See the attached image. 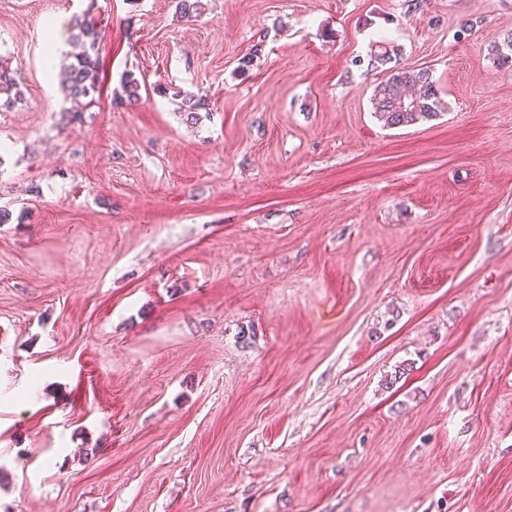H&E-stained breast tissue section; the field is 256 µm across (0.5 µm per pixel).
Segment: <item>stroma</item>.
Masks as SVG:
<instances>
[{
  "label": "stroma",
  "mask_w": 512,
  "mask_h": 512,
  "mask_svg": "<svg viewBox=\"0 0 512 512\" xmlns=\"http://www.w3.org/2000/svg\"><path fill=\"white\" fill-rule=\"evenodd\" d=\"M206 3L0 0V512H512V0ZM382 37L445 115L377 120ZM93 6V3L90 4L87 11L72 17L71 38L78 42L82 49L76 55L63 53L56 74L60 91L63 94L62 112L71 113L70 118H76L77 115L65 106L68 100L88 99L82 104V112H85L93 103H96L95 95L100 90V65L98 57L95 55L100 32L98 21L91 14ZM22 91L12 73L0 66V109L9 110L21 100Z\"/></svg>",
  "instance_id": "obj_1"
}]
</instances>
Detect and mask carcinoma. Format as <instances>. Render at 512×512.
<instances>
[{"instance_id":"obj_1","label":"carcinoma","mask_w":512,"mask_h":512,"mask_svg":"<svg viewBox=\"0 0 512 512\" xmlns=\"http://www.w3.org/2000/svg\"><path fill=\"white\" fill-rule=\"evenodd\" d=\"M71 38L81 51L76 55L62 54L56 74L63 101H83L87 110L96 102L100 90V65L95 56L99 38L98 21L87 10L71 19ZM498 63L512 64V33L490 46ZM398 46L386 40L372 44L369 65L384 68L386 80L379 83L371 96L372 112L387 127L409 126L430 121L447 110V103L432 72L428 69H409L400 66ZM141 85L130 72L121 81L120 102L133 103L140 99ZM22 91L12 73L0 66V109L9 110L21 100Z\"/></svg>"}]
</instances>
